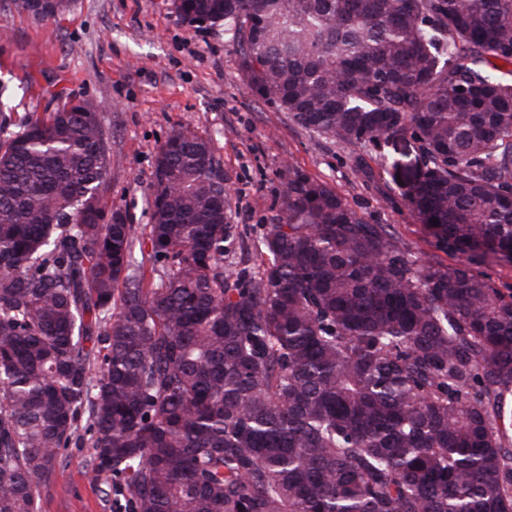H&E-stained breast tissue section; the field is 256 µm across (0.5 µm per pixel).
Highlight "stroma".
Masks as SVG:
<instances>
[{"instance_id":"stroma-1","label":"stroma","mask_w":512,"mask_h":512,"mask_svg":"<svg viewBox=\"0 0 512 512\" xmlns=\"http://www.w3.org/2000/svg\"><path fill=\"white\" fill-rule=\"evenodd\" d=\"M0 83L12 90L17 116L54 108L62 94L101 103L112 172L102 205L122 207L132 223H150L147 187L158 148L172 128L187 126L214 139L248 237L260 234L290 162L327 181L370 223L389 225L418 256L456 261L406 206L418 172L413 140L369 147L374 179L362 182L342 145L253 96L223 29L188 23L173 0H71L46 19L0 0ZM92 454L87 444L68 449L39 512H112L87 472Z\"/></svg>"}]
</instances>
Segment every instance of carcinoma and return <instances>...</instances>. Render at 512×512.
<instances>
[{
	"mask_svg": "<svg viewBox=\"0 0 512 512\" xmlns=\"http://www.w3.org/2000/svg\"><path fill=\"white\" fill-rule=\"evenodd\" d=\"M175 2L358 174L410 136L409 210L464 258L290 164L236 268L212 139L167 134L140 226L101 207L100 104L17 121L0 86V512H38L81 429L123 512H512V288L472 268L512 258V0Z\"/></svg>",
	"mask_w": 512,
	"mask_h": 512,
	"instance_id": "carcinoma-1",
	"label": "carcinoma"
}]
</instances>
